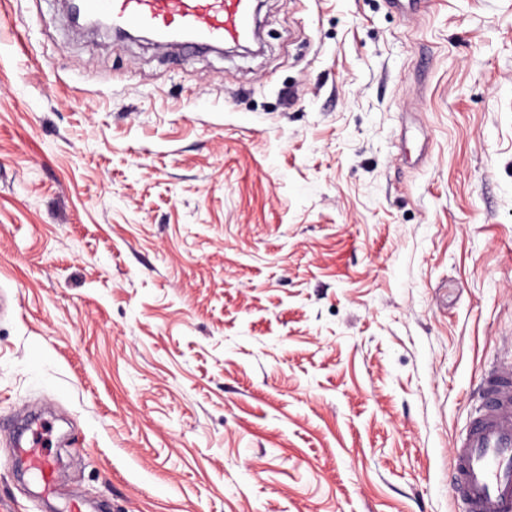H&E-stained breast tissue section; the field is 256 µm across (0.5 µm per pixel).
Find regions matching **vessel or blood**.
<instances>
[{
	"label": "vessel or blood",
	"instance_id": "vessel-or-blood-1",
	"mask_svg": "<svg viewBox=\"0 0 512 512\" xmlns=\"http://www.w3.org/2000/svg\"><path fill=\"white\" fill-rule=\"evenodd\" d=\"M83 9L109 18L117 30L134 28L158 43L184 47L241 42L254 20L252 0H83ZM19 456L41 477L45 491L55 493L49 453L29 445ZM453 458V484L464 512H512V362L488 373L481 404Z\"/></svg>",
	"mask_w": 512,
	"mask_h": 512
}]
</instances>
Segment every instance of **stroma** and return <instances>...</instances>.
I'll list each match as a JSON object with an SVG mask.
<instances>
[{
	"label": "stroma",
	"instance_id": "35a3bbf8",
	"mask_svg": "<svg viewBox=\"0 0 512 512\" xmlns=\"http://www.w3.org/2000/svg\"><path fill=\"white\" fill-rule=\"evenodd\" d=\"M264 49L0 0V512H463L512 361V0H264ZM61 421L52 507L8 422Z\"/></svg>",
	"mask_w": 512,
	"mask_h": 512
}]
</instances>
